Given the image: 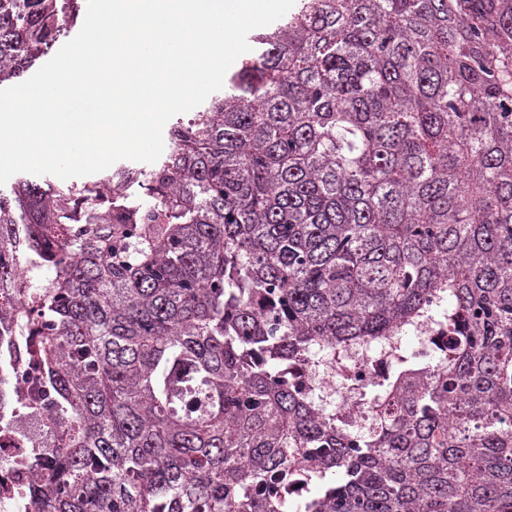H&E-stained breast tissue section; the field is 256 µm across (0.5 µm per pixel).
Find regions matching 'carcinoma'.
<instances>
[{"label":"carcinoma","mask_w":512,"mask_h":512,"mask_svg":"<svg viewBox=\"0 0 512 512\" xmlns=\"http://www.w3.org/2000/svg\"><path fill=\"white\" fill-rule=\"evenodd\" d=\"M81 2L0 0V84ZM248 42L150 167L0 190V439L35 472L9 499L512 512V0H297ZM433 297L442 363L397 349L358 437L288 384Z\"/></svg>","instance_id":"1"}]
</instances>
